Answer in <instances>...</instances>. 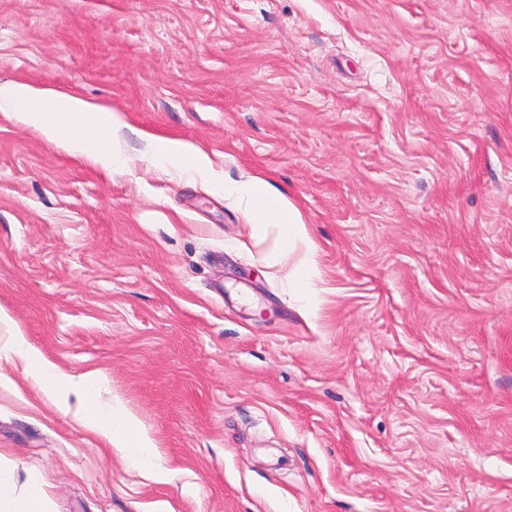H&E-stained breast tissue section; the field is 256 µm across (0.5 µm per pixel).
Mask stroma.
Wrapping results in <instances>:
<instances>
[{
  "label": "stroma",
  "mask_w": 512,
  "mask_h": 512,
  "mask_svg": "<svg viewBox=\"0 0 512 512\" xmlns=\"http://www.w3.org/2000/svg\"><path fill=\"white\" fill-rule=\"evenodd\" d=\"M118 112L112 174L0 113V480L50 512H512V0H0V82ZM202 147L299 209L270 277ZM154 440L131 467L65 384ZM141 137L148 141L152 157L167 161L189 179L219 181L210 156L201 147L183 140L156 138L145 132Z\"/></svg>",
  "instance_id": "1"
}]
</instances>
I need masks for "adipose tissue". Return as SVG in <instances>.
Returning a JSON list of instances; mask_svg holds the SVG:
<instances>
[{
  "mask_svg": "<svg viewBox=\"0 0 512 512\" xmlns=\"http://www.w3.org/2000/svg\"><path fill=\"white\" fill-rule=\"evenodd\" d=\"M0 111L35 126L46 140L65 145L71 153L85 157L105 172L115 171L125 163L118 148L123 121L106 107L60 90L5 82L0 83ZM147 141L154 158L167 161L189 179L216 181L213 162L201 147L152 135ZM229 195L244 211L254 233H263L270 226L276 228L280 256L310 246L309 232L299 210L287 196L275 192L266 179L248 177L236 183ZM81 423L101 433L111 447L124 452L132 463L148 464L153 442L131 417L106 416L89 405Z\"/></svg>",
  "mask_w": 512,
  "mask_h": 512,
  "instance_id": "obj_1",
  "label": "adipose tissue"
}]
</instances>
